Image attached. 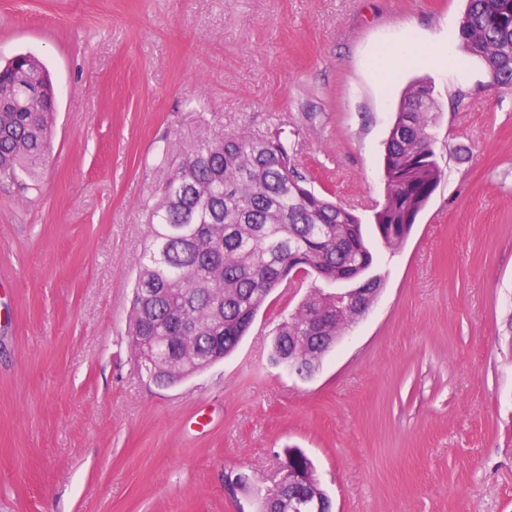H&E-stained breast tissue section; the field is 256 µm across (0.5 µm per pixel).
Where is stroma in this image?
I'll use <instances>...</instances> for the list:
<instances>
[{
	"instance_id": "stroma-1",
	"label": "stroma",
	"mask_w": 512,
	"mask_h": 512,
	"mask_svg": "<svg viewBox=\"0 0 512 512\" xmlns=\"http://www.w3.org/2000/svg\"><path fill=\"white\" fill-rule=\"evenodd\" d=\"M466 0H0V62L56 88L39 191L0 183V512H256L284 451L335 512H512V88L455 50ZM422 64L388 72L394 48ZM431 83L444 177L380 295L306 376L271 361L308 276L170 388L127 334L148 209L182 149L282 131L371 224L404 88ZM243 476L244 486L227 482Z\"/></svg>"
}]
</instances>
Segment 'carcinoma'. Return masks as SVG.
Masks as SVG:
<instances>
[{"label": "carcinoma", "instance_id": "obj_1", "mask_svg": "<svg viewBox=\"0 0 512 512\" xmlns=\"http://www.w3.org/2000/svg\"><path fill=\"white\" fill-rule=\"evenodd\" d=\"M458 38L486 65L491 84L512 87V0H468ZM0 182L38 187L52 151L56 91L33 53L0 67ZM433 89L409 86L386 142V195L374 214L378 237L399 249L444 172L432 133ZM136 274L128 334L150 378L174 385L237 348L268 296L297 270L330 282L346 278L374 303L380 281L367 276L374 255L359 218L307 187L280 134L245 132L222 142L189 144L159 191ZM359 309L336 308V294L312 289L276 330L271 359L310 373L357 321ZM288 475L272 497L256 496L257 512H288L306 494L331 512L311 460L285 452Z\"/></svg>", "mask_w": 512, "mask_h": 512}]
</instances>
